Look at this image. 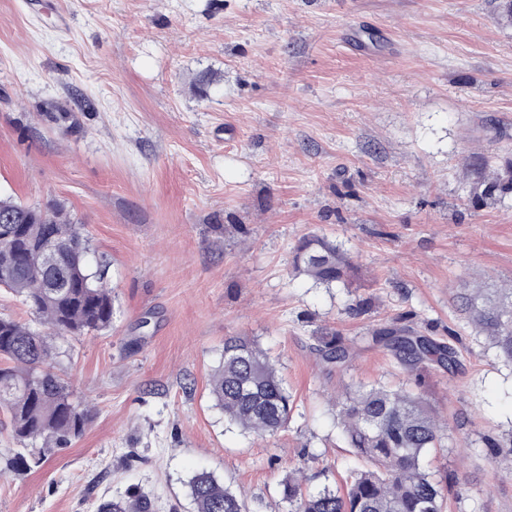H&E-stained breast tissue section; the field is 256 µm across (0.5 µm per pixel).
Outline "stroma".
Instances as JSON below:
<instances>
[{"label":"stroma","instance_id":"stroma-1","mask_svg":"<svg viewBox=\"0 0 512 512\" xmlns=\"http://www.w3.org/2000/svg\"><path fill=\"white\" fill-rule=\"evenodd\" d=\"M77 108L65 133L45 103ZM512 159V25L490 0H0V197L56 200L113 288L110 328L60 345L92 410L83 436L0 479V512H97L135 491L195 512L212 472L279 512L280 482L342 484L358 458L337 390L412 377L367 341L404 326L457 347L422 390L448 420L426 469L446 512H512V365L461 314L477 280L512 282V197L474 201L473 164ZM335 240L349 287L290 272L302 237ZM355 351L344 370L322 332ZM267 352L294 401L261 440L210 394L224 341ZM336 333L319 338L314 351L318 358L327 365L343 366L351 360V354L344 343L336 338Z\"/></svg>","mask_w":512,"mask_h":512}]
</instances>
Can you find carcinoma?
I'll use <instances>...</instances> for the list:
<instances>
[{
	"mask_svg": "<svg viewBox=\"0 0 512 512\" xmlns=\"http://www.w3.org/2000/svg\"><path fill=\"white\" fill-rule=\"evenodd\" d=\"M71 110L52 104L46 116L69 128ZM471 192L478 201L499 200L512 193V160L488 176L475 164ZM58 245L56 267L36 261L47 243L45 228ZM292 270L331 288L346 283L352 264L347 253L325 236L311 234L295 249ZM0 288L28 306L34 319L22 324L0 317V412L21 444L0 458V477L24 474L43 462L39 443L65 448L80 438L90 419L54 372L56 343L112 325V288L105 266L90 259V245L59 203L31 206L0 200ZM459 301L470 322L512 363V288L491 291L480 283L461 289ZM373 340L384 345L421 383L424 365L433 361L446 370L457 365L455 349L417 336L407 328L385 327ZM327 365L343 366L351 354L336 334L319 338L314 347ZM211 394L224 419L256 437L288 427L293 400L275 365L259 345L230 337L212 377ZM333 401L348 447L364 462L349 472L346 490L324 486L304 493V469L295 468L282 483L286 512H444V493L424 469L422 459L437 447L447 422L419 395L377 384L344 389ZM195 512H248L245 500L212 473L199 471L188 482ZM112 512H153L144 495L112 502Z\"/></svg>",
	"mask_w": 512,
	"mask_h": 512,
	"instance_id": "1",
	"label": "carcinoma"
}]
</instances>
